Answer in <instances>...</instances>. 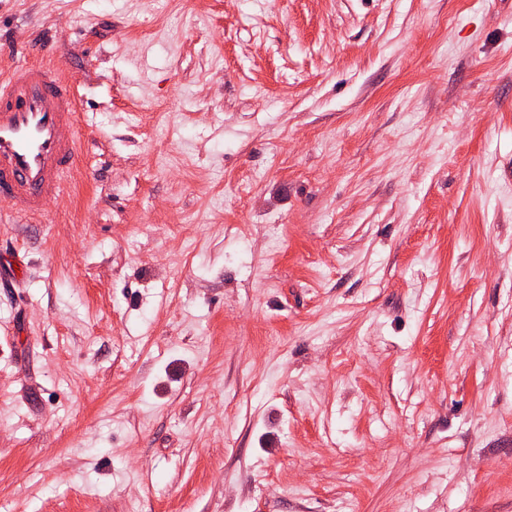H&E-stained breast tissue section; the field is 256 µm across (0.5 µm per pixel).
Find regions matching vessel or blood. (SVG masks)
<instances>
[{
    "label": "vessel or blood",
    "instance_id": "1",
    "mask_svg": "<svg viewBox=\"0 0 512 512\" xmlns=\"http://www.w3.org/2000/svg\"><path fill=\"white\" fill-rule=\"evenodd\" d=\"M79 99L57 68L0 67V201L34 219L76 176Z\"/></svg>",
    "mask_w": 512,
    "mask_h": 512
}]
</instances>
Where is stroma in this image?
<instances>
[{
	"label": "stroma",
	"mask_w": 512,
	"mask_h": 512,
	"mask_svg": "<svg viewBox=\"0 0 512 512\" xmlns=\"http://www.w3.org/2000/svg\"><path fill=\"white\" fill-rule=\"evenodd\" d=\"M0 61L81 97L0 512H512V0H0Z\"/></svg>",
	"instance_id": "obj_1"
}]
</instances>
